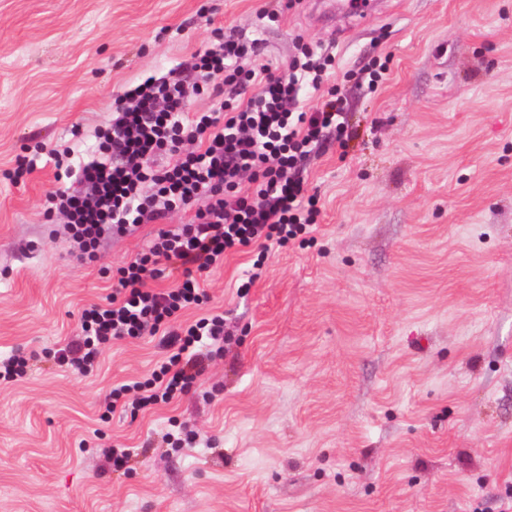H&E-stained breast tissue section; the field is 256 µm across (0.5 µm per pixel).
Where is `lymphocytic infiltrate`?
Masks as SVG:
<instances>
[{
  "instance_id": "lymphocytic-infiltrate-1",
  "label": "lymphocytic infiltrate",
  "mask_w": 512,
  "mask_h": 512,
  "mask_svg": "<svg viewBox=\"0 0 512 512\" xmlns=\"http://www.w3.org/2000/svg\"><path fill=\"white\" fill-rule=\"evenodd\" d=\"M261 47L219 30L193 53L189 75L151 76L116 94L111 120L95 132L96 159L67 165L72 186L46 197V219L62 216L78 258L89 262L112 235L196 209L192 222L160 232L118 268L106 302L82 309L78 338L55 354L88 374L112 341L160 337L165 359L149 378L113 387L106 410L136 412L188 392L224 348L223 315L178 320L206 301L202 274L256 248L238 288L246 294L268 251L304 240L316 224L318 198L307 194L300 166L341 126L344 100L323 88L333 59H296L278 75L259 63ZM307 87L320 100L311 112L299 105ZM202 95L219 98L220 111L189 113Z\"/></svg>"
}]
</instances>
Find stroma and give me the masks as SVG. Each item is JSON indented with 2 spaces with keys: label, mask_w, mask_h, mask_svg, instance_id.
<instances>
[{
  "label": "stroma",
  "mask_w": 512,
  "mask_h": 512,
  "mask_svg": "<svg viewBox=\"0 0 512 512\" xmlns=\"http://www.w3.org/2000/svg\"><path fill=\"white\" fill-rule=\"evenodd\" d=\"M297 0H0V512H501L512 488V0H376L356 12ZM208 13H200L201 5ZM261 39L286 69L335 58L344 133L304 162L321 213L308 246L253 252L201 278L224 350L188 393L106 412L147 377L159 337L114 341L84 375L47 352L178 209L77 259L46 223L54 155L93 157L112 100L189 64L214 29ZM375 58L377 88L354 75ZM80 136H73V125ZM42 154L26 183L23 145ZM199 433L171 448L172 423ZM124 448V469L111 449ZM33 354H26L16 351L3 362L0 361V380L14 381L23 377L27 373L29 361L34 358Z\"/></svg>",
  "instance_id": "1"
}]
</instances>
